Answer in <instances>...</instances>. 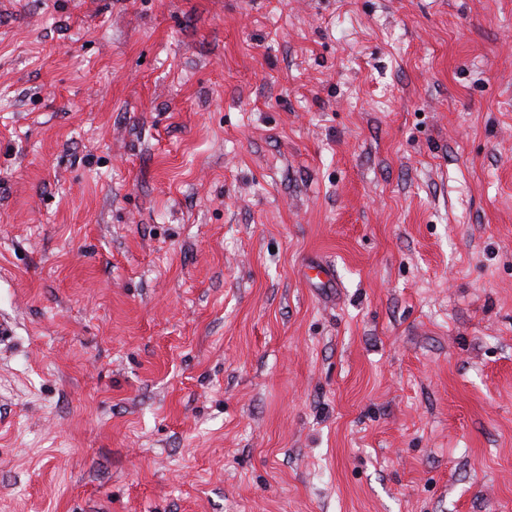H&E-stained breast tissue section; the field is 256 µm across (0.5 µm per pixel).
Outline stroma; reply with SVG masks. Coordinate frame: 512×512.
I'll return each mask as SVG.
<instances>
[{
  "label": "stroma",
  "instance_id": "1",
  "mask_svg": "<svg viewBox=\"0 0 512 512\" xmlns=\"http://www.w3.org/2000/svg\"><path fill=\"white\" fill-rule=\"evenodd\" d=\"M0 512H512V0H0Z\"/></svg>",
  "mask_w": 512,
  "mask_h": 512
}]
</instances>
